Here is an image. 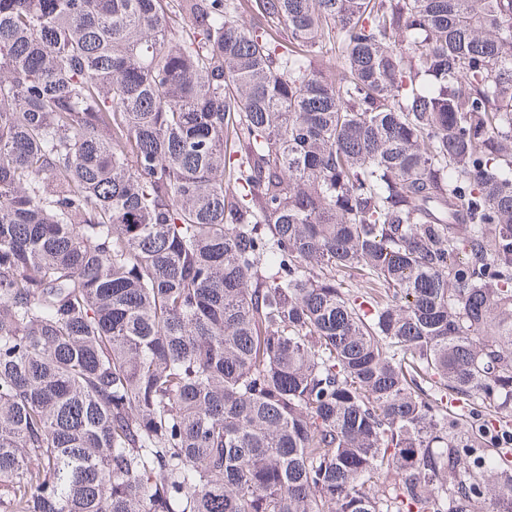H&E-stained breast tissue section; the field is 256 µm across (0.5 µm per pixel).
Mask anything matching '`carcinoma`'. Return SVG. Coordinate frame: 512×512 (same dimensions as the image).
<instances>
[{"label":"carcinoma","instance_id":"1","mask_svg":"<svg viewBox=\"0 0 512 512\" xmlns=\"http://www.w3.org/2000/svg\"><path fill=\"white\" fill-rule=\"evenodd\" d=\"M0 486L512 512V0H0Z\"/></svg>","mask_w":512,"mask_h":512}]
</instances>
